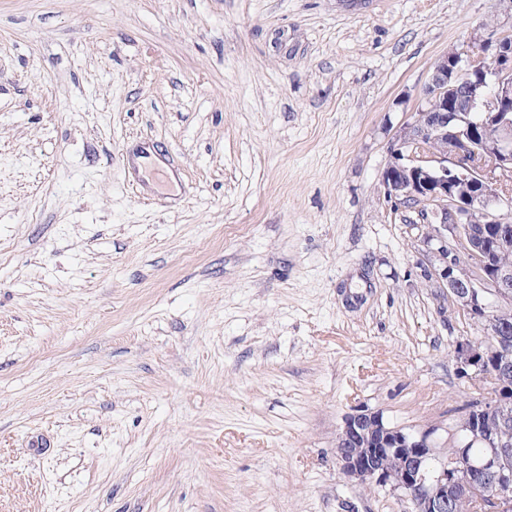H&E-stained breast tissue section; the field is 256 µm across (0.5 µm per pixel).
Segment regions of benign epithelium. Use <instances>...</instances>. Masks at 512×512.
Returning <instances> with one entry per match:
<instances>
[{"mask_svg": "<svg viewBox=\"0 0 512 512\" xmlns=\"http://www.w3.org/2000/svg\"><path fill=\"white\" fill-rule=\"evenodd\" d=\"M511 178L512 32L493 30L474 36L466 52L433 62L422 102L390 149L382 185L394 203L411 201L423 211V243L439 258L438 282L471 323L499 341L508 327L498 310L512 304V266L497 261L512 251ZM487 224L500 225L496 235ZM491 356L489 346L468 338L453 349L458 372L470 380L490 378ZM487 416L507 425L512 405L478 404L455 454L434 467L436 429L408 431L361 410L339 429L336 461L352 482L404 492L408 512H450L470 474H488L491 484L467 487L472 512H512V449L482 427ZM390 454L399 458L395 470L378 463Z\"/></svg>", "mask_w": 512, "mask_h": 512, "instance_id": "benign-epithelium-1", "label": "benign epithelium"}]
</instances>
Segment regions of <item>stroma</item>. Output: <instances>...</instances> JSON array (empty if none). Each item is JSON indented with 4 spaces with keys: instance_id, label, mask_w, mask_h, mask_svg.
Here are the masks:
<instances>
[{
    "instance_id": "1",
    "label": "stroma",
    "mask_w": 512,
    "mask_h": 512,
    "mask_svg": "<svg viewBox=\"0 0 512 512\" xmlns=\"http://www.w3.org/2000/svg\"><path fill=\"white\" fill-rule=\"evenodd\" d=\"M499 0H0V512H404L357 410L448 428L476 328L381 184ZM172 179L156 184L154 157Z\"/></svg>"
}]
</instances>
